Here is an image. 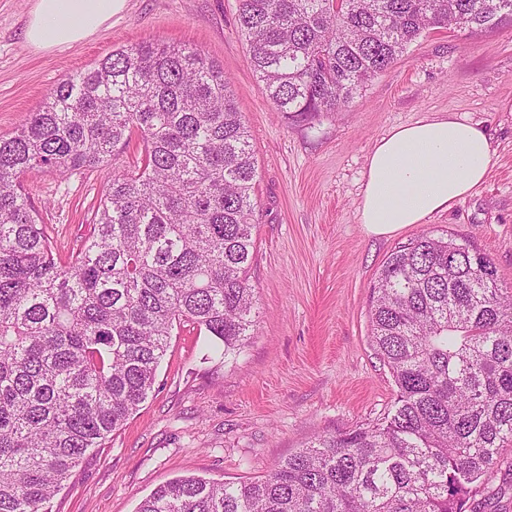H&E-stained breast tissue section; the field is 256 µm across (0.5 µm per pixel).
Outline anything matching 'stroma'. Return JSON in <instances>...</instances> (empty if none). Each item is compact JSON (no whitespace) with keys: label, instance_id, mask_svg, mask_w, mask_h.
Segmentation results:
<instances>
[{"label":"stroma","instance_id":"stroma-1","mask_svg":"<svg viewBox=\"0 0 512 512\" xmlns=\"http://www.w3.org/2000/svg\"><path fill=\"white\" fill-rule=\"evenodd\" d=\"M32 2L0 0V134L16 131L67 76L121 47L163 41L223 67L257 166L248 270L256 305L246 346L222 364L204 359L192 326L175 330L146 402L87 454L51 512H135L182 475L258 479L317 436L383 418L396 387L371 341L370 286L394 248L419 233L468 241L512 289V27L425 34L343 111L293 121L275 112L252 70L238 0H127L93 36L47 51L24 36ZM447 116L491 135L486 180L424 223L367 234L358 205L375 142L395 126ZM21 184L55 252H76L105 189L99 172L33 170ZM474 505L512 512V466Z\"/></svg>","mask_w":512,"mask_h":512}]
</instances>
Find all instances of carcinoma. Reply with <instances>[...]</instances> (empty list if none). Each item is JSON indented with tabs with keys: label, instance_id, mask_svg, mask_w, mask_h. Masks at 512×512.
<instances>
[{
	"label": "carcinoma",
	"instance_id": "carcinoma-1",
	"mask_svg": "<svg viewBox=\"0 0 512 512\" xmlns=\"http://www.w3.org/2000/svg\"><path fill=\"white\" fill-rule=\"evenodd\" d=\"M237 23L275 111L309 120L426 32L512 25V0H239ZM135 135L140 161L112 170ZM36 168L104 177L65 262L21 189ZM256 173L224 68L185 45L114 50L0 136V512H49L145 402L175 326L225 362L240 353ZM370 298L393 413L320 435L255 481L172 479L136 512H468L512 447V291L471 244L422 232L387 257Z\"/></svg>",
	"mask_w": 512,
	"mask_h": 512
}]
</instances>
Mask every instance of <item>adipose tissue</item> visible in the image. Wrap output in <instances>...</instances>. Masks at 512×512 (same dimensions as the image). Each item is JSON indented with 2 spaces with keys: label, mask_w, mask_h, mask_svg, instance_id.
I'll use <instances>...</instances> for the list:
<instances>
[{
  "label": "adipose tissue",
  "mask_w": 512,
  "mask_h": 512,
  "mask_svg": "<svg viewBox=\"0 0 512 512\" xmlns=\"http://www.w3.org/2000/svg\"><path fill=\"white\" fill-rule=\"evenodd\" d=\"M126 0H34L25 37L37 50L68 47L121 13ZM493 154L484 127L464 117L392 128L372 147L359 221L374 236L421 224L464 200L487 177Z\"/></svg>",
  "instance_id": "obj_1"
}]
</instances>
